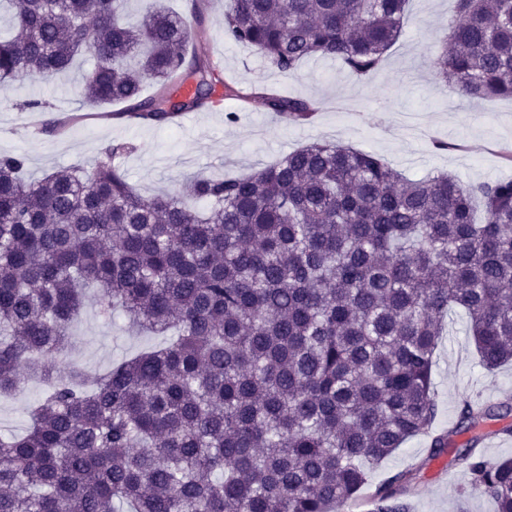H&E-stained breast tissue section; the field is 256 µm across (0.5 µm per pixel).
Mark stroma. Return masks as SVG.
<instances>
[{
  "label": "stroma",
  "mask_w": 512,
  "mask_h": 512,
  "mask_svg": "<svg viewBox=\"0 0 512 512\" xmlns=\"http://www.w3.org/2000/svg\"><path fill=\"white\" fill-rule=\"evenodd\" d=\"M454 7V0H409L401 36L368 78H355L339 62L321 58L303 62L286 77L255 52L225 41L224 0H207L205 33L193 49L221 70L240 98H223L177 125L132 123L119 118L122 104L92 107L82 101L76 80L92 69L89 58L49 82L0 84V154L25 155L29 173L39 177L69 166L93 169L107 146L122 142L130 150L119 162L146 196L176 191L197 173H248L316 141L370 152L413 179L440 171L466 183L512 177V162L499 154L500 147H512V100L461 99L430 66ZM269 91L317 101L320 110L308 124L288 123L263 104L260 95ZM32 99L42 100L43 109H28ZM229 112L236 113L235 122L226 120ZM65 118L73 126L50 132L52 122ZM159 342L156 336L131 335L120 316L90 306L73 328V347L59 370L75 368L92 377L123 355ZM433 381L438 431L454 427L463 398L480 392L494 403L512 398V364L486 372L458 312L448 315ZM428 452V436L410 439L374 467L373 482L407 470ZM442 462L451 466L452 478L439 482L424 469L409 496L410 512H494L492 500L471 491L462 465L448 456Z\"/></svg>",
  "instance_id": "stroma-1"
}]
</instances>
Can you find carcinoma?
<instances>
[{"label": "carcinoma", "instance_id": "carcinoma-1", "mask_svg": "<svg viewBox=\"0 0 512 512\" xmlns=\"http://www.w3.org/2000/svg\"><path fill=\"white\" fill-rule=\"evenodd\" d=\"M0 83L51 79L85 54L84 101L153 125L210 108L220 77L189 54L204 33L151 0H0ZM408 0H228L224 39L288 76L309 58L374 71ZM431 63L468 100L512 98V0H457ZM154 92L143 95L145 85ZM188 85L191 93L180 88ZM264 105L300 124L310 100ZM108 146L95 169L27 173L0 155V395L39 374L28 429L0 433V512H341L371 465L428 432L441 326L461 310L481 365L512 363V179L410 180L329 141L248 175L194 176L144 197ZM482 206L477 217L474 202ZM164 337L89 379L56 363L87 294ZM512 416L462 401L454 433ZM481 436L456 450L471 490L512 512V459ZM418 464L375 487L371 512H409Z\"/></svg>", "mask_w": 512, "mask_h": 512}]
</instances>
